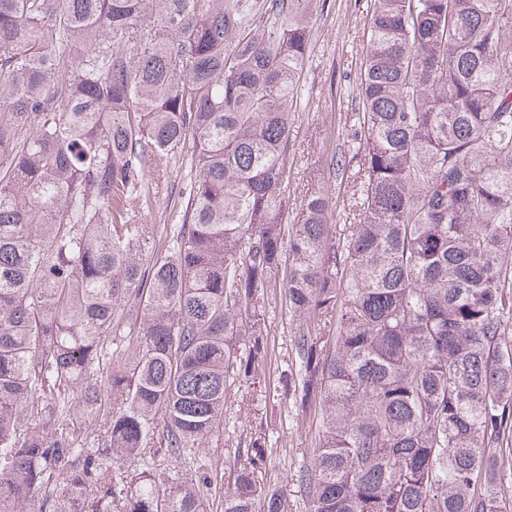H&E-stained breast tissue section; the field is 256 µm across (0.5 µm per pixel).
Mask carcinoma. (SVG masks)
I'll list each match as a JSON object with an SVG mask.
<instances>
[{
	"label": "carcinoma",
	"mask_w": 512,
	"mask_h": 512,
	"mask_svg": "<svg viewBox=\"0 0 512 512\" xmlns=\"http://www.w3.org/2000/svg\"><path fill=\"white\" fill-rule=\"evenodd\" d=\"M313 2L0 0V512H211L201 467L102 461L223 435L274 288L319 428L289 486L254 433L223 512H512V0H370L344 224L324 186L288 220ZM187 146L157 254L149 163Z\"/></svg>",
	"instance_id": "1"
}]
</instances>
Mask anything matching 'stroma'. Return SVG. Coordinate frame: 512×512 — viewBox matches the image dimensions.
Instances as JSON below:
<instances>
[{"label":"stroma","mask_w":512,"mask_h":512,"mask_svg":"<svg viewBox=\"0 0 512 512\" xmlns=\"http://www.w3.org/2000/svg\"><path fill=\"white\" fill-rule=\"evenodd\" d=\"M368 7L367 0H316L310 56L293 108L294 132L288 156L291 204H300L305 195L325 184L333 154L353 131ZM193 177L191 153L186 150L154 180L152 208L140 218L152 234H160L162 225L179 222L177 205L187 195ZM265 321L269 345L265 387L256 392L232 386L224 405V434L220 438L178 459L165 456L163 449H148L159 488L193 475L201 466L224 474L228 461L247 447L251 427L262 422L268 425L272 450L267 479L286 483L307 463L305 450L316 433V416L314 411L295 408L288 392L297 321L288 313L279 292L268 295Z\"/></svg>","instance_id":"obj_1"}]
</instances>
